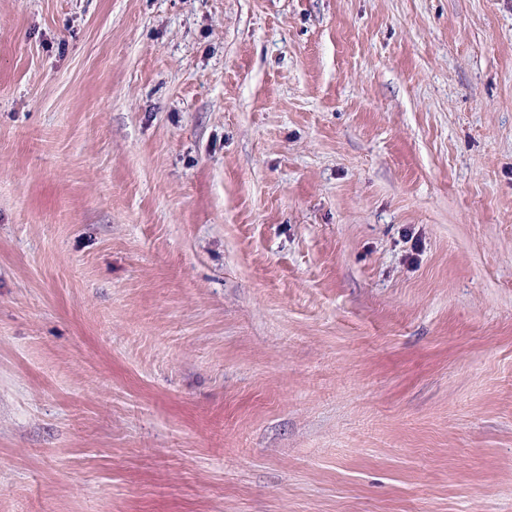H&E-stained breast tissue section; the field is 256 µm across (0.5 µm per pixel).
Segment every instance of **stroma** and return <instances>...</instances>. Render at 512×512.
Listing matches in <instances>:
<instances>
[{
    "instance_id": "stroma-1",
    "label": "stroma",
    "mask_w": 512,
    "mask_h": 512,
    "mask_svg": "<svg viewBox=\"0 0 512 512\" xmlns=\"http://www.w3.org/2000/svg\"><path fill=\"white\" fill-rule=\"evenodd\" d=\"M0 512H512V0H0Z\"/></svg>"
}]
</instances>
